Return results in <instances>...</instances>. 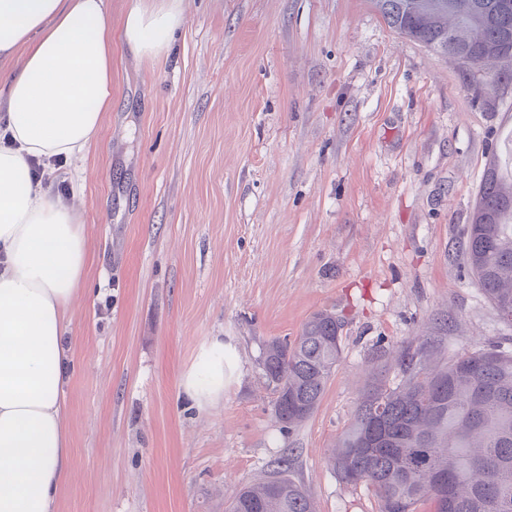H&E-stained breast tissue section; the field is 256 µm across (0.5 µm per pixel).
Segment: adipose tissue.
Masks as SVG:
<instances>
[{
    "label": "adipose tissue",
    "instance_id": "1",
    "mask_svg": "<svg viewBox=\"0 0 512 512\" xmlns=\"http://www.w3.org/2000/svg\"><path fill=\"white\" fill-rule=\"evenodd\" d=\"M182 20V0H136L117 31L105 0H0V512H55L71 463L64 332L87 239L45 180L84 154L112 107L113 39L156 59ZM180 386L199 409L222 400L223 338L200 348Z\"/></svg>",
    "mask_w": 512,
    "mask_h": 512
}]
</instances>
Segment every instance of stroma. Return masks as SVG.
<instances>
[{
	"label": "stroma",
	"mask_w": 512,
	"mask_h": 512,
	"mask_svg": "<svg viewBox=\"0 0 512 512\" xmlns=\"http://www.w3.org/2000/svg\"><path fill=\"white\" fill-rule=\"evenodd\" d=\"M182 8L161 60L113 45L112 109L57 177L88 246L57 512H225L282 458L316 512H380L329 455L396 348L512 351L462 258L489 158L512 172V80L462 71L371 0ZM320 311L342 323L341 358L288 432L260 359ZM213 336L243 374L201 411L180 379Z\"/></svg>",
	"instance_id": "35a3bbf8"
}]
</instances>
